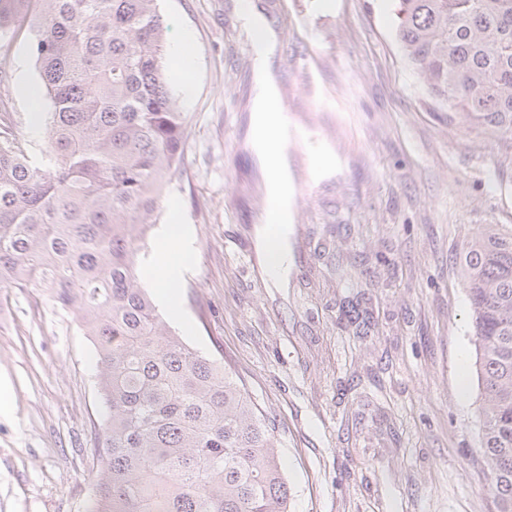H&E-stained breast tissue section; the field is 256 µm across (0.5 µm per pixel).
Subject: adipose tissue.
<instances>
[{"label": "adipose tissue", "instance_id": "ef3b65f1", "mask_svg": "<svg viewBox=\"0 0 512 512\" xmlns=\"http://www.w3.org/2000/svg\"><path fill=\"white\" fill-rule=\"evenodd\" d=\"M236 6L246 22L258 62L259 92L253 105V147L265 162L269 194V204L262 215L261 255L265 268L272 277L278 278L288 270L287 232L293 221V194L290 177L281 161L287 132L281 117L280 96L271 73L263 65L264 58L274 48V36L251 0H237ZM183 234L181 224L169 225L154 271L157 287L171 300L177 296L173 271L192 258L190 251L182 246Z\"/></svg>", "mask_w": 512, "mask_h": 512}]
</instances>
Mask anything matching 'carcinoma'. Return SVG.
Instances as JSON below:
<instances>
[{"label": "carcinoma", "instance_id": "carcinoma-1", "mask_svg": "<svg viewBox=\"0 0 512 512\" xmlns=\"http://www.w3.org/2000/svg\"><path fill=\"white\" fill-rule=\"evenodd\" d=\"M156 2L0 0V38L35 32L53 104L44 160L0 123V286H53L95 342L108 416L89 512H288L276 441L245 385L177 336L135 267L184 135ZM396 15L448 123L512 139V0H397ZM461 264L481 452L497 512H512V226L485 225Z\"/></svg>", "mask_w": 512, "mask_h": 512}]
</instances>
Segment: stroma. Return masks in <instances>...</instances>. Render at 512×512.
<instances>
[{
	"label": "stroma",
	"instance_id": "stroma-1",
	"mask_svg": "<svg viewBox=\"0 0 512 512\" xmlns=\"http://www.w3.org/2000/svg\"><path fill=\"white\" fill-rule=\"evenodd\" d=\"M288 125L290 266L262 272L267 177L251 146L255 55L235 0H158L194 47L164 65L186 117L180 170L136 256L153 265L170 206L190 229L177 335L239 377L272 430L288 512H496L481 452L459 256L512 225V140L451 125L380 0H253ZM21 31L0 48V109L34 158L49 149L21 87L39 83ZM97 352L43 285L0 288V512H87L104 463Z\"/></svg>",
	"mask_w": 512,
	"mask_h": 512
}]
</instances>
